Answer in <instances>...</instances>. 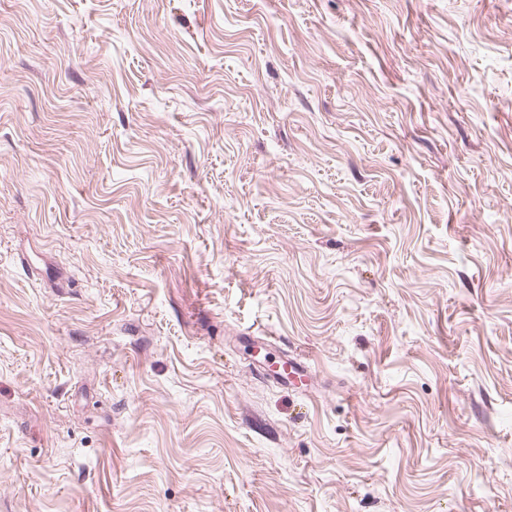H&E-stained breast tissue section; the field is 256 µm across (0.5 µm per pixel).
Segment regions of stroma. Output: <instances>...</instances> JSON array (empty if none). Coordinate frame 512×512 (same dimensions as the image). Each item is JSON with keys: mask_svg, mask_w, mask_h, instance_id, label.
I'll return each instance as SVG.
<instances>
[{"mask_svg": "<svg viewBox=\"0 0 512 512\" xmlns=\"http://www.w3.org/2000/svg\"><path fill=\"white\" fill-rule=\"evenodd\" d=\"M0 512H512V0H0Z\"/></svg>", "mask_w": 512, "mask_h": 512, "instance_id": "obj_1", "label": "stroma"}]
</instances>
